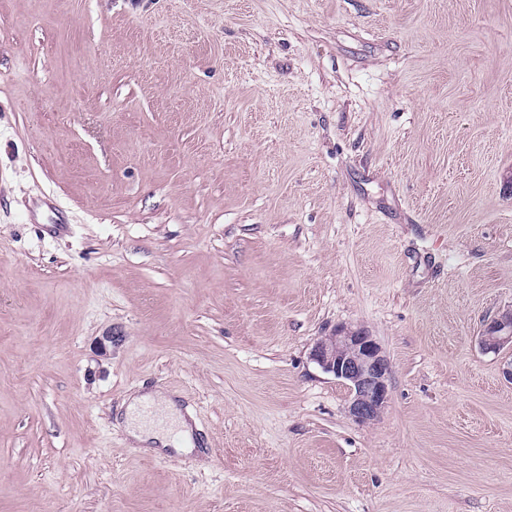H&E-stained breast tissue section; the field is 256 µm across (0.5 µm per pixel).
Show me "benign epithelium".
I'll list each match as a JSON object with an SVG mask.
<instances>
[{
  "mask_svg": "<svg viewBox=\"0 0 512 512\" xmlns=\"http://www.w3.org/2000/svg\"><path fill=\"white\" fill-rule=\"evenodd\" d=\"M480 343L498 352L512 347V310L496 315L486 326ZM312 360L349 389V415L358 423L377 419L389 399L390 363L382 348L364 328L336 327L317 341Z\"/></svg>",
  "mask_w": 512,
  "mask_h": 512,
  "instance_id": "1",
  "label": "benign epithelium"
}]
</instances>
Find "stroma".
<instances>
[{"mask_svg": "<svg viewBox=\"0 0 512 512\" xmlns=\"http://www.w3.org/2000/svg\"><path fill=\"white\" fill-rule=\"evenodd\" d=\"M507 308L512 0H0V512H512ZM480 343L484 350L499 352L512 347V310L496 315L486 326ZM312 360L349 389V415L358 423L377 419L389 399L390 363L382 348L364 328L337 326L317 341ZM156 398L159 400V403L163 404L169 411V416L173 418V423H176L182 428L181 434L184 443L187 445L191 444L194 431L193 427L191 423L186 419V417L181 414V411L178 408L175 400L167 394L162 393H156ZM154 425L155 421L153 418L140 416L138 424L129 430V435L138 445H146L147 443L165 445V437L160 432L146 429L147 426L152 427Z\"/></svg>", "mask_w": 512, "mask_h": 512, "instance_id": "stroma-1", "label": "stroma"}]
</instances>
